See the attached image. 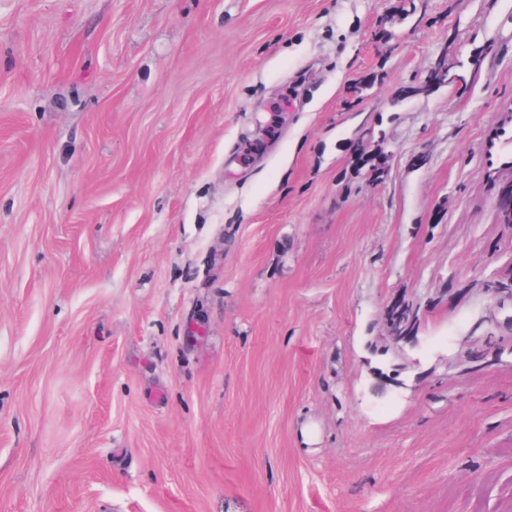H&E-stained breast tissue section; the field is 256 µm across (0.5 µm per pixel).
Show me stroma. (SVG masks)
I'll use <instances>...</instances> for the list:
<instances>
[{
	"label": "stroma",
	"mask_w": 512,
	"mask_h": 512,
	"mask_svg": "<svg viewBox=\"0 0 512 512\" xmlns=\"http://www.w3.org/2000/svg\"><path fill=\"white\" fill-rule=\"evenodd\" d=\"M415 3L0 0V512H512V0Z\"/></svg>",
	"instance_id": "1"
}]
</instances>
